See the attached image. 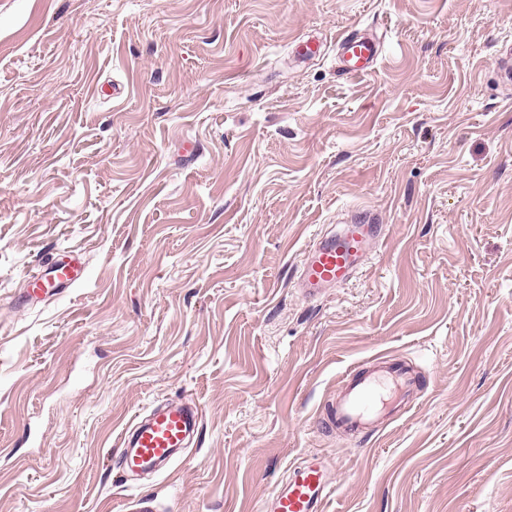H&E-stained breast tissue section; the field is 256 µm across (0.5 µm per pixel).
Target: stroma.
<instances>
[{
  "label": "stroma",
  "instance_id": "1",
  "mask_svg": "<svg viewBox=\"0 0 512 512\" xmlns=\"http://www.w3.org/2000/svg\"><path fill=\"white\" fill-rule=\"evenodd\" d=\"M350 33L381 47L357 77ZM508 42L512 0H0V512H125L120 437L180 398L154 512H260L314 457L325 512H512ZM357 211L373 260L305 299ZM64 252L85 280L30 295ZM381 355L419 399L326 432ZM341 71L345 76H357L372 70L380 55V46L373 39L348 34L337 42Z\"/></svg>",
  "mask_w": 512,
  "mask_h": 512
}]
</instances>
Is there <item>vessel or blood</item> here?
Listing matches in <instances>:
<instances>
[{"label":"vessel or blood","mask_w":512,"mask_h":512,"mask_svg":"<svg viewBox=\"0 0 512 512\" xmlns=\"http://www.w3.org/2000/svg\"><path fill=\"white\" fill-rule=\"evenodd\" d=\"M343 75L357 76L372 70L380 55L373 39L357 34L337 43ZM381 236L376 218L345 223L342 231L320 238L307 247L299 269L297 288L315 297L324 289L350 281L366 265ZM86 277L81 262L60 263L34 280L41 294L53 296ZM419 379L405 364L382 357L366 368L352 370L334 395L321 424L327 431H339L351 438L375 434L381 421L398 416L403 402L416 395ZM202 410L195 402L172 400L135 418L120 440L119 469L124 481L137 482L156 474L184 449L200 429ZM334 487L327 467L312 459L293 468L287 481L271 495L269 512H324Z\"/></svg>","instance_id":"obj_1"}]
</instances>
